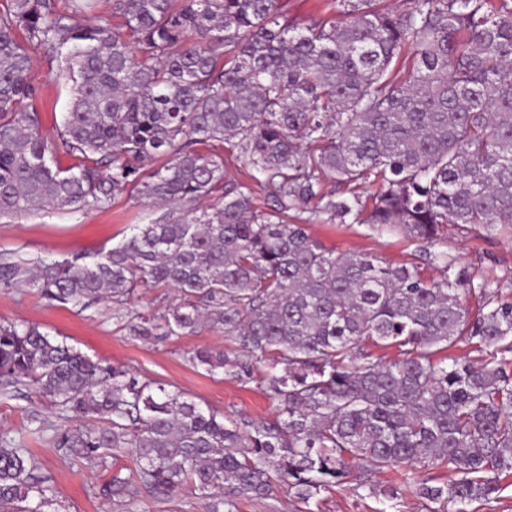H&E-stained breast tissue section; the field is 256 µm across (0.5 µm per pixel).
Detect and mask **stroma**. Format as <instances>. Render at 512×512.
<instances>
[{
    "label": "stroma",
    "instance_id": "stroma-1",
    "mask_svg": "<svg viewBox=\"0 0 512 512\" xmlns=\"http://www.w3.org/2000/svg\"><path fill=\"white\" fill-rule=\"evenodd\" d=\"M36 73L42 90L39 109L43 131L52 136L67 110L69 94L57 68L44 57H37ZM144 215V208L124 193L105 210L2 218L0 253L60 259L98 253L129 236L130 225L141 223ZM311 232L334 252L366 253L393 266H418L428 278L440 275L439 268L421 260L415 244L401 237L377 233L364 225L316 224ZM443 238L449 259L476 275L495 278L502 293L512 294V237L490 236L479 227L465 225L445 228ZM0 319L39 323L44 331L91 357L174 385L225 419L268 420L276 415L273 402L257 382L221 374L212 377L185 362V353L193 348L224 345L223 336L215 332L143 342L118 330L111 303L101 301L84 310L52 305L33 288L0 291ZM60 423L57 409L31 387L0 388V433L24 441L36 454L39 474L52 491L56 512H113L112 505L98 493L109 472L54 448L51 436ZM38 425L43 428L39 434L34 431ZM415 481L407 478L403 469L391 468L371 476L366 486L348 478L308 503L284 489L266 501L242 497L237 501V512H425L415 493ZM388 490L395 492V499L385 498Z\"/></svg>",
    "mask_w": 512,
    "mask_h": 512
}]
</instances>
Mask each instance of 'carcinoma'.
<instances>
[{
  "label": "carcinoma",
  "instance_id": "obj_1",
  "mask_svg": "<svg viewBox=\"0 0 512 512\" xmlns=\"http://www.w3.org/2000/svg\"><path fill=\"white\" fill-rule=\"evenodd\" d=\"M70 2L0 8V216L101 210L124 192L147 213L104 253L0 254V290L121 308L140 288H172L175 303L119 315L120 330L224 335L237 348L186 360L260 375L277 415L226 424L34 323L0 322V384L71 415L53 446L112 471L100 494L120 507L189 489L205 512H236L235 498L285 485L307 503L357 469L399 466L458 474L418 484L429 512L491 500L512 474V297L439 246L449 224L512 232V0H336L346 20L301 30L280 0H112L118 24L92 14L96 0ZM31 46L70 92L52 138ZM226 144L266 207L226 177ZM366 183L378 184L369 199ZM313 224L396 231L443 276L337 254ZM466 297L482 299L478 313ZM460 344L490 358L442 355ZM37 469L0 436L1 508L53 512Z\"/></svg>",
  "mask_w": 512,
  "mask_h": 512
}]
</instances>
